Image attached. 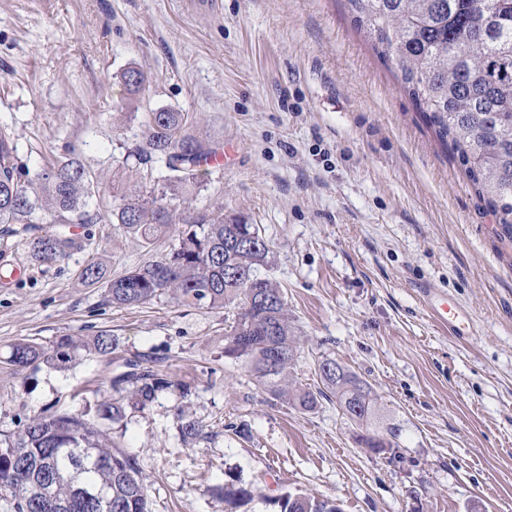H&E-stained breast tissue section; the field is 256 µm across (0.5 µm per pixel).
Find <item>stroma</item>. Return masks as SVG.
Listing matches in <instances>:
<instances>
[{"label": "stroma", "mask_w": 512, "mask_h": 512, "mask_svg": "<svg viewBox=\"0 0 512 512\" xmlns=\"http://www.w3.org/2000/svg\"><path fill=\"white\" fill-rule=\"evenodd\" d=\"M148 77L129 97L120 75ZM189 115L197 138L232 144L231 164L193 196L259 225L272 254L261 275L283 289L303 336L292 368L317 388L336 358L375 391L372 430L335 402L303 412L262 393L224 356V311L163 296L109 302L81 272L107 277L166 254L186 212L152 246L102 220L58 262L35 237L67 224H0V434L40 412L95 416L130 363L163 380L152 402L104 431L150 483L149 512H280L286 493L341 512H512V242L349 17L345 0H0V127L31 169L73 146L107 209L139 190L128 152L146 112ZM452 298L473 325L461 340L430 314ZM112 334L106 356L65 367L4 364L21 340ZM208 436L182 440L176 413ZM245 428L246 437L233 427ZM251 498L232 509L228 483Z\"/></svg>", "instance_id": "1"}]
</instances>
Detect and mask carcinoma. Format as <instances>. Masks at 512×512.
<instances>
[{
	"label": "carcinoma",
	"mask_w": 512,
	"mask_h": 512,
	"mask_svg": "<svg viewBox=\"0 0 512 512\" xmlns=\"http://www.w3.org/2000/svg\"><path fill=\"white\" fill-rule=\"evenodd\" d=\"M354 27L395 72L401 87L422 113L438 140L464 167L498 221L499 235L512 240V0H347ZM128 92L144 90L146 75L135 66L121 75ZM189 116L169 108L147 114L142 137L132 151L138 165L161 181L139 194L112 198V223L139 236L147 246L171 224V202L189 187L208 180V160L217 155L210 141L188 134ZM100 195L94 176L71 148L63 158L31 171L12 139L0 129V224H93L91 208ZM74 238L57 234L33 242L43 261L64 259ZM270 248L255 224L205 212L186 221L178 246L122 276L105 279L96 260L83 270L85 281H106L109 301L136 306L163 295L176 301L204 302L222 308L227 323L224 356L241 362L260 387L305 411L330 395L354 422L373 415L377 397L370 385L336 359L318 362L322 387L290 383L299 338L288 321L279 286L260 274ZM112 335L87 340L60 339L52 350L19 341L6 362L27 367L38 361L63 364L84 351L112 353ZM126 401H151L161 379L145 367L121 379ZM124 401V402H126ZM124 402H103L101 421L116 422ZM183 441L205 436L202 423L177 413ZM149 486L132 458L112 448L95 423L78 413L38 414L22 429L0 437V504L6 512H149ZM281 512H339L335 505L305 495L284 494Z\"/></svg>",
	"instance_id": "1"
}]
</instances>
